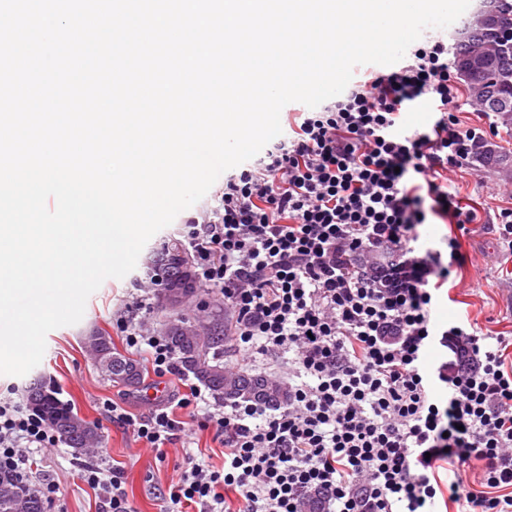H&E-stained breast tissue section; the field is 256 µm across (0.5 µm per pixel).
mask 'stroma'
<instances>
[{"label":"stroma","mask_w":512,"mask_h":512,"mask_svg":"<svg viewBox=\"0 0 512 512\" xmlns=\"http://www.w3.org/2000/svg\"><path fill=\"white\" fill-rule=\"evenodd\" d=\"M459 118L469 127L483 129L488 143L512 156V128L504 124L490 126L488 116L468 96L459 95ZM449 192L478 208V218L470 233L458 231L455 224L431 219L420 227L425 246L445 249L446 237L457 238L464 264L454 271L447 285L436 292L432 317L438 326L470 320L492 334L512 335V261H503L496 245L497 215L501 208L512 206V171L470 156L468 163L448 182ZM186 228L173 221L157 232L146 244L133 271L125 277L106 279L87 300L82 320L50 331L46 350L36 373L57 390L58 398L101 432L104 444L87 453H77L68 445L35 448L33 464L27 473L32 485L47 480L60 483L61 491L49 500L46 512H103L99 490L89 485L84 469L91 464L109 469L120 467L125 473V489L132 512H162L165 495L178 482L184 470L185 456L220 469L224 466V449L215 439L213 429H195L181 435L169 445L165 457L134 437L132 431L113 422L107 406L116 402L128 412L140 414L148 409V392L163 387L167 396H177L181 384L177 378H156L145 372L139 388L129 389L109 381L96 368L83 347L85 333L93 328L106 330L119 351L127 346L116 329L118 317L140 314L146 327L165 334L169 315L161 309L159 292H152L147 310L137 311L138 284L157 269L164 246L182 238Z\"/></svg>","instance_id":"stroma-1"}]
</instances>
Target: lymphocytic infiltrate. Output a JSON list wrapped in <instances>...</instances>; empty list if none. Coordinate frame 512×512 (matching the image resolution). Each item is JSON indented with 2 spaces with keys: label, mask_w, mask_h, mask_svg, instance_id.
I'll return each instance as SVG.
<instances>
[{
  "label": "lymphocytic infiltrate",
  "mask_w": 512,
  "mask_h": 512,
  "mask_svg": "<svg viewBox=\"0 0 512 512\" xmlns=\"http://www.w3.org/2000/svg\"><path fill=\"white\" fill-rule=\"evenodd\" d=\"M425 97L438 119L408 130L406 102ZM458 85L440 42L416 47L396 70L357 84L305 113L287 135L233 169L214 205L186 222L188 274L232 311L241 369L257 356L292 355L288 404L212 407L191 386L176 403L114 420L159 455L204 412L224 446V467L190 459L165 512L197 505L219 512L226 491L242 512H300L318 492V512H512V336L466 322L438 328L434 290L463 256L419 248L428 218L473 223L448 191L478 134L456 115ZM129 347L160 377L176 374L164 337L119 325ZM449 350L452 363L428 355ZM60 436L13 398H0V467L27 469L33 448ZM453 461L455 478L438 469ZM477 467L476 480L467 471ZM106 512H131L124 473L88 468Z\"/></svg>",
  "instance_id": "obj_1"
}]
</instances>
